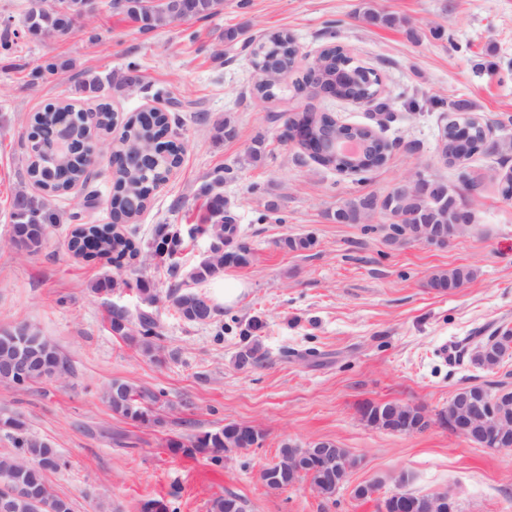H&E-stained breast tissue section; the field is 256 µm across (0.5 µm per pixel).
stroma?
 I'll return each instance as SVG.
<instances>
[{"label":"stroma","instance_id":"obj_1","mask_svg":"<svg viewBox=\"0 0 512 512\" xmlns=\"http://www.w3.org/2000/svg\"><path fill=\"white\" fill-rule=\"evenodd\" d=\"M27 4L0 0V29L19 33L14 49L0 53V330L36 326L69 359L72 373L25 390L0 382V417H19L27 434L67 460L66 469L47 476L54 494L73 512H140L147 499L169 502L173 512H209L211 500L228 493L243 499L247 512H380L383 497L396 491L445 492L459 512H512V451L479 447L442 426L392 433L358 413L363 402L394 401L434 414L463 387L512 389V358L487 369L437 354L442 343L473 346L496 329H512V199L501 196L497 181L512 171V153L473 156L468 171L479 186L462 195L475 220L447 246L392 242L381 215L359 224L327 217L342 202L385 194L417 171L458 185L457 169L438 156L449 113L431 107L429 97L468 100L492 138L512 141V0H376L379 9L407 18L405 29L361 22V0H224L218 16L150 32L101 7L69 34L40 40L21 34ZM228 28L248 38L288 31L309 57L336 29L354 60L379 73L381 96L394 109L378 129L389 145L386 163L360 179L323 168L284 142L289 116L306 105L351 124H373L372 111L307 99L289 80L276 99L255 98L249 51L225 43ZM50 58L64 62L63 72L32 81L33 67ZM132 61L141 82L112 89L110 108L123 117L152 106L177 113L170 137L184 146L168 183L134 223L120 227L138 246L137 258L115 266L74 257L67 220L47 225L38 253L16 248L14 197L38 192L26 175L29 116L72 97L81 73L119 74ZM227 119L235 138L215 132ZM259 138L265 155L254 163L248 153ZM227 167L234 176L224 183V198L251 251L249 265L191 281L190 270L209 253L202 235L184 238L172 263L152 261L154 240L195 224L204 211L202 184ZM112 173L109 158L99 159L88 186L58 198L60 210L111 223ZM271 203L282 223L266 219ZM307 234L315 239L309 250L279 244ZM456 267L472 270V280L452 292L431 288L434 273ZM228 276L243 285L229 304ZM104 277L113 280L112 291L94 293ZM136 278L149 284L152 305L126 288ZM174 286L207 295L214 320H183L169 299ZM116 304L134 317L153 313L161 360L113 334ZM256 321L262 328L255 332ZM250 335L266 357L242 368L237 354ZM115 379L162 391L164 425H135L112 414L102 392ZM230 422L259 430L260 445L218 465L167 448L168 440L185 442ZM315 440L334 441L357 460L336 495H318L306 479L283 490L263 484L260 471L283 444ZM367 484L376 485L375 494L356 496V487Z\"/></svg>","mask_w":512,"mask_h":512}]
</instances>
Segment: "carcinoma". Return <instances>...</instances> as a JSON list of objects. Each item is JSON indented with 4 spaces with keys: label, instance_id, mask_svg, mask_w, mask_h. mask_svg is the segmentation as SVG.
Here are the masks:
<instances>
[{
    "label": "carcinoma",
    "instance_id": "carcinoma-1",
    "mask_svg": "<svg viewBox=\"0 0 512 512\" xmlns=\"http://www.w3.org/2000/svg\"><path fill=\"white\" fill-rule=\"evenodd\" d=\"M179 13L187 19H207L224 10L223 0H177ZM121 14L139 23L143 32L152 31L172 23L171 17L158 12H145L140 0H126ZM359 17L365 22L384 27H401L406 20L396 14L381 12L373 7L371 0H365ZM23 26L35 30L42 37L64 36L74 27L71 19L53 9L44 10L36 15L26 12ZM251 62L257 72L253 85L254 95L261 100L277 97L279 87L263 82V72L273 68L281 75L295 73L300 77L296 66L298 49L293 37L286 31H279L259 40L249 39ZM318 76L314 81H305L306 93L315 98L321 91L329 88L335 98L350 102H365L375 112H389L391 106L378 97L381 82L380 75L371 68L354 62L341 44L331 40L318 54ZM64 69L54 60H46L37 65L30 73L34 80L52 76ZM112 77L102 78L92 72L84 73L83 78L74 85L75 94L80 99L103 98L108 88L112 87ZM431 103L450 111L448 125L444 129L445 150L443 159L446 164L461 171L460 178L464 185L470 184L467 177V163L481 150L485 135L483 124L472 113V108L462 103L445 104L444 100L433 97ZM75 108L74 100L69 99L51 103L30 118V131L26 142V174L28 180L50 194H62L83 177L84 163L81 157L82 146L93 138H104L112 133V128L122 125V132L115 145L113 154L119 156L130 149H137L149 155L148 161L140 166H120L115 171L112 186V227L105 224H86L81 222L77 213L70 215V220L77 222L71 232L70 249L76 256L90 255L104 259L116 266L127 256L138 255L134 242L117 231L121 224L133 222L148 206L153 190L168 179L181 161L182 146L167 139L171 123L176 121L170 113L163 110H144L119 122L108 106L100 107L97 123L88 127L80 120L72 125V146L70 152L55 159L46 140L54 129L58 114ZM290 120L296 127L305 126L309 135L299 145L306 148L312 142H318L325 135H335L350 139L360 146V153L353 167L357 174L366 173L382 164L383 158L375 154L377 131L365 125L342 122L333 112L316 111L305 108L295 112ZM224 183V176L218 175L201 189L206 198L204 224L195 231L209 233L213 226H218L220 235L216 237L217 246L210 255L195 266L190 278L196 282L206 281L219 274L227 266L242 267L250 263L251 253L240 242V225L227 207L224 197L213 193V186ZM438 195L434 200L414 196H402L387 205V198H377L367 194L350 199L336 206L328 213L329 219L338 224H349L359 216H368V212L388 207L386 218L391 227L407 230L415 224H446L453 210L460 205L455 192L448 184L439 180ZM12 224L19 243L30 254L40 251L48 224L61 223V214L50 203L24 192L16 194L11 214ZM181 244L180 234L171 231L154 241L152 255L160 260L171 259ZM285 248L303 251L315 245L311 235L287 237L282 240ZM473 277V272L466 268H454L439 271L433 275L430 285L433 288L452 292L464 286ZM173 306L181 317L191 323H206L213 317L214 309L207 296L192 291L183 293L174 289L170 292ZM110 326L112 333L124 338L138 347L144 354L156 361L159 357L160 340L158 324L153 314L143 311L137 319H132L126 312H111ZM27 329L29 348L34 354L25 380L18 381L13 376L1 375L0 381L8 382L19 389L43 379H57L70 373L71 365L60 351L33 326L20 325L11 330L0 331V356L13 348L14 340ZM266 357L261 352L259 343L248 344L237 356V363L243 366L255 365ZM512 357V329H505L501 335L495 334L482 342V349L473 354V361L482 367L495 368L506 358ZM500 400L497 418L493 428L512 442V389L493 391ZM163 392L150 388H140L123 380H114L105 391V399L113 413L142 425H159L156 406L160 403ZM392 403H367L369 423L385 430H394L391 418ZM15 431L13 442L17 453L0 459V497L10 494L19 483L25 486V493L11 498L12 512H70L68 504L55 496L46 481V473L60 470L67 461L49 443L24 432L23 423L15 417L0 418V429ZM261 440V433L251 427L229 423L213 431H206L195 436L189 442L178 440L168 442V448L174 453L193 455L210 454V460L221 463L224 454L241 451ZM310 480L320 494H331L333 489L323 485L321 473L312 467L304 474L284 471L280 474L279 488L285 489L301 478Z\"/></svg>",
    "mask_w": 512,
    "mask_h": 512
}]
</instances>
